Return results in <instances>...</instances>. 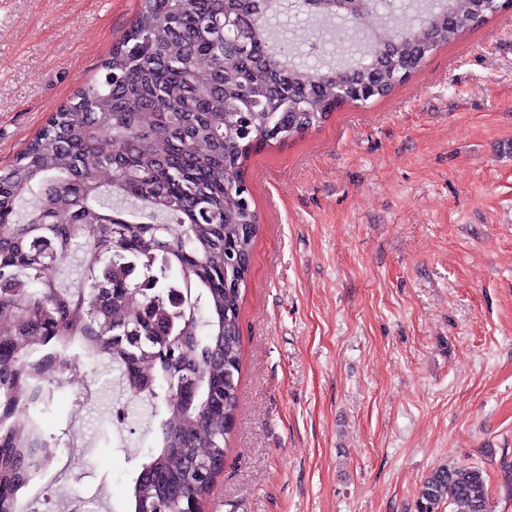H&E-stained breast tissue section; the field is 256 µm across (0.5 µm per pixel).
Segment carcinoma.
I'll return each mask as SVG.
<instances>
[{"mask_svg": "<svg viewBox=\"0 0 512 512\" xmlns=\"http://www.w3.org/2000/svg\"><path fill=\"white\" fill-rule=\"evenodd\" d=\"M301 3L313 22L393 8ZM276 4L140 0L97 75L0 169V512H19V491L53 460L48 359L71 349L111 361L158 417L132 512L200 507L236 419L242 286L259 223L249 159L346 105L388 97L512 0H439L414 23L385 22L363 48L346 35L336 55L353 60L332 65L320 35L298 61L271 36ZM70 254L81 274L66 286L56 262ZM446 503L490 512L483 471L432 470L416 512Z\"/></svg>", "mask_w": 512, "mask_h": 512, "instance_id": "1", "label": "carcinoma"}]
</instances>
